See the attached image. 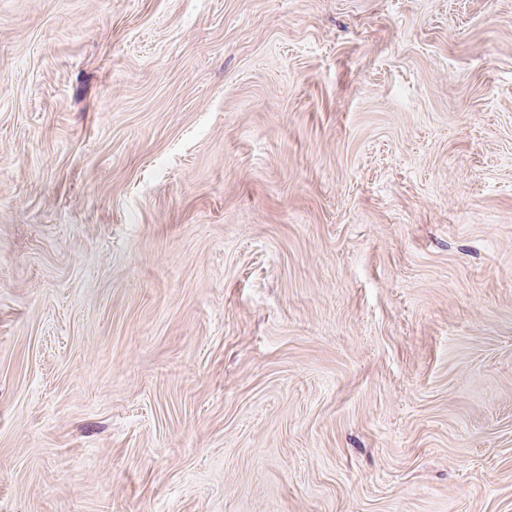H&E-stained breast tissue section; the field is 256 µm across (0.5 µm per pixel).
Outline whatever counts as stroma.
Here are the masks:
<instances>
[{
  "mask_svg": "<svg viewBox=\"0 0 512 512\" xmlns=\"http://www.w3.org/2000/svg\"><path fill=\"white\" fill-rule=\"evenodd\" d=\"M0 512H512V0H0Z\"/></svg>",
  "mask_w": 512,
  "mask_h": 512,
  "instance_id": "35a3bbf8",
  "label": "stroma"
}]
</instances>
